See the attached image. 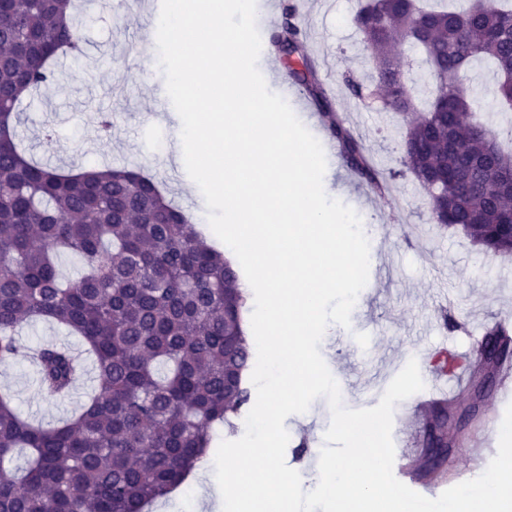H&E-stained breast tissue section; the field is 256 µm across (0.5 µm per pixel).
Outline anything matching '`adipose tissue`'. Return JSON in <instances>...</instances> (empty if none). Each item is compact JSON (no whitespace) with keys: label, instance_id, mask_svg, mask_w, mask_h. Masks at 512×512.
I'll return each instance as SVG.
<instances>
[{"label":"adipose tissue","instance_id":"1","mask_svg":"<svg viewBox=\"0 0 512 512\" xmlns=\"http://www.w3.org/2000/svg\"><path fill=\"white\" fill-rule=\"evenodd\" d=\"M271 446L242 449L224 467V480L206 500L208 512H288V478L270 463Z\"/></svg>","mask_w":512,"mask_h":512}]
</instances>
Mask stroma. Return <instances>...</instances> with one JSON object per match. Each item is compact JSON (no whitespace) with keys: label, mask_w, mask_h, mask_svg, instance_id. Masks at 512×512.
<instances>
[{"label":"stroma","mask_w":512,"mask_h":512,"mask_svg":"<svg viewBox=\"0 0 512 512\" xmlns=\"http://www.w3.org/2000/svg\"><path fill=\"white\" fill-rule=\"evenodd\" d=\"M361 2L330 0L326 9L310 2L302 20L307 51L318 64V81L331 88L336 112L362 137L380 167L398 174L391 196L382 198L371 194L340 159L326 161L324 190L354 209L363 225L371 228L372 265L381 272L359 294L349 327L331 325L321 341L332 349L329 368L336 381L349 377L367 387L358 400L342 391V403L349 409L376 406L410 352L427 361L436 347L447 342L467 353L473 343L472 322L496 318L512 322V257L487 255L463 233L430 223L426 191L399 174L400 119L364 107L348 88L352 80L367 83L370 73L362 37L352 23ZM155 8V0H119L107 13L93 4L80 7L84 56L59 62L47 87L25 100L17 130L36 160L61 169L110 164L144 170L169 199L204 226L207 209L200 189L183 161L168 159L165 152L167 137L180 134L181 120L167 96L158 57L146 55L156 45ZM101 112L112 115L107 138L99 137L96 130ZM149 112L165 115L166 124L148 123ZM49 126L56 131L50 141L43 135ZM438 303L446 305L461 329L426 327ZM3 385L14 392L23 413L44 423L68 417L83 401L87 387L81 381L72 395L45 399L35 386L34 367L26 360L0 364ZM506 408L499 394H492L480 419L456 432L447 486L486 470V463H474L473 445L487 422L503 418ZM330 421V407L322 397L307 412L287 417L286 460L294 461L298 455L300 434H308L311 448L322 447Z\"/></svg>","instance_id":"35a3bbf8"}]
</instances>
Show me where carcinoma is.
I'll list each match as a JSON object with an SVG mask.
<instances>
[{"label": "carcinoma", "mask_w": 512, "mask_h": 512, "mask_svg": "<svg viewBox=\"0 0 512 512\" xmlns=\"http://www.w3.org/2000/svg\"><path fill=\"white\" fill-rule=\"evenodd\" d=\"M72 8V0H0V363L28 356L20 328L45 322L78 340L93 384L56 425L24 417L12 392L0 390V512H148L207 460L214 426L235 434L250 405L247 294L233 262L152 177L108 165L64 172L34 162L16 140L23 100L49 82L57 59L83 54ZM353 24L373 75L368 88L349 87L402 117L403 173L427 192L431 221L489 254L512 255V195L494 189L512 177V151L456 80L473 61H489L493 98L512 110V4L366 0ZM405 41L425 54L435 80L420 114L396 51ZM270 48L305 86L345 166L375 194L389 193L390 177L318 83L295 4H284ZM62 250L83 263L73 280L59 274ZM475 353L472 400L479 371L496 374L512 360V325L491 327ZM34 365L38 391L51 400L70 395L86 371L62 342L37 347ZM461 405L429 411L418 480L447 471L448 425ZM19 452L22 470L11 466Z\"/></svg>", "instance_id": "carcinoma-1"}]
</instances>
